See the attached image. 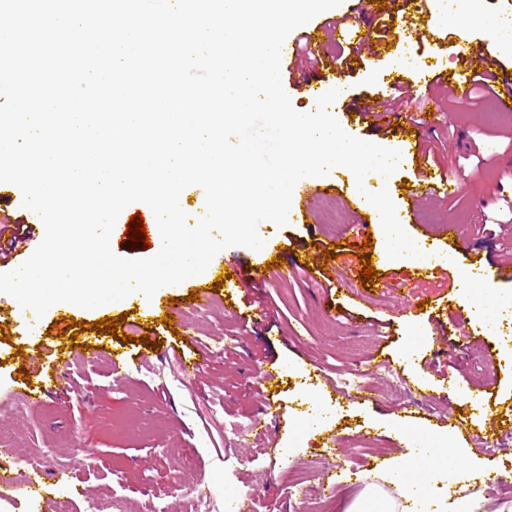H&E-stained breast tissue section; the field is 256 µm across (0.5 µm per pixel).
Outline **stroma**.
<instances>
[{"label":"stroma","mask_w":512,"mask_h":512,"mask_svg":"<svg viewBox=\"0 0 512 512\" xmlns=\"http://www.w3.org/2000/svg\"><path fill=\"white\" fill-rule=\"evenodd\" d=\"M448 9L447 0H387L379 18L371 20L341 0L318 14L317 22L348 16L351 24L378 31L371 46L341 63L342 48L331 32L319 55L302 48L280 65L296 111L316 105L293 84L305 72L321 90L345 88V101H334L330 111L347 134L393 149L402 126L417 122L429 170L449 166L461 176L458 197L412 201L407 187L416 181L419 165L404 156L388 179L366 184L371 192L388 190L397 215L413 208L412 223L425 233L435 256L457 258L456 265L423 273L412 291L424 301L415 316L402 315L394 288L383 293L340 280L342 266L363 256L392 284L406 270L384 256L380 227L370 221L374 209L355 212L351 198L358 188L346 168L329 172L337 187L311 200L305 223L258 227L281 256L312 261L311 271L288 278L268 267L261 253L224 249L213 264L226 268L242 260L261 267V275L243 292L211 289L208 274L188 279L176 292L158 289L154 299L172 307L179 331L147 323L130 298L93 309L63 303L20 326L12 296L0 294V432L42 463L46 484L41 495L21 494L1 503L0 512H94L98 499L110 496L125 512H160L165 506L170 512H196L198 492L205 487L213 494L209 512H231L228 488L249 493L253 512H347L370 484L400 500L402 482L393 468L413 462L405 446L411 431L431 440L450 435L466 467L499 472V456L481 452L477 443L503 437L512 446V345L480 328L458 283L472 262L498 263L497 285L503 295H512V211L505 202L512 195V112L497 111L489 97L459 106L440 87H424L421 70L471 69L470 60L458 53L461 40H489L481 28L443 20ZM395 20L405 21L404 38L393 35ZM396 82L414 94L398 117L379 129L357 122L349 102L382 96ZM489 141L496 142V155L484 151ZM448 222L462 225L463 243L434 233V225ZM2 226L26 235L18 257L0 262V272H9L30 257L45 229L17 188L0 200ZM332 243L339 257L328 262L324 252ZM202 291L208 301L191 300V293ZM107 316L121 323L118 336L103 335L105 347L137 356L126 371L114 374L107 358L88 360L78 346L71 357L54 358L56 345L71 338L51 332L52 324L79 321L78 336L85 339L89 324ZM454 323L459 330L452 335L448 327ZM196 347L206 351L210 363L202 374L184 373L182 354ZM380 348L404 379V396L381 380L372 395L331 406L337 374L369 367L370 355ZM44 365L54 375L48 391L40 403H26L27 376ZM280 367L285 373L274 387L277 415L268 422L258 372ZM408 400L415 404L411 420L403 413ZM315 413L320 424L303 429V416ZM259 418L263 426L238 445L232 425ZM366 435L385 450L372 471L357 463ZM90 452L98 459L93 467L86 461ZM327 471L335 476L330 488L321 484ZM295 480L303 482L304 492L292 488ZM80 486L88 487L87 495L77 494ZM429 506L434 512H512V484L469 479L434 487Z\"/></svg>","instance_id":"35a3bbf8"}]
</instances>
